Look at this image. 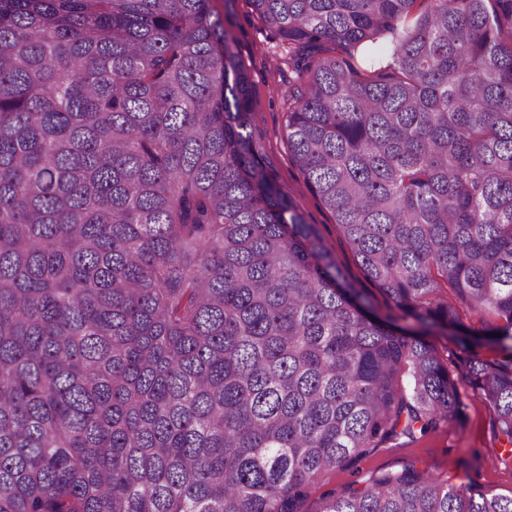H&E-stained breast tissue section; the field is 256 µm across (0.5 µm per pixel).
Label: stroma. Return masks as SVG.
<instances>
[{
    "mask_svg": "<svg viewBox=\"0 0 512 512\" xmlns=\"http://www.w3.org/2000/svg\"><path fill=\"white\" fill-rule=\"evenodd\" d=\"M224 24L235 35L248 67L254 90L255 125L277 166L281 183L309 221L319 225L327 245L351 276L362 279L351 246L338 231L333 215L311 193L288 151L285 126L292 105L289 92L300 84L299 76L288 64L290 48L274 39L269 28L252 14L246 0H234ZM464 402L463 413L454 421L440 424L421 437L378 443L356 466L329 472L308 489L298 506L299 512H316L327 492L362 487L370 476L398 472L413 462L429 467L442 478L468 476L476 488L512 498V458L504 456L493 416L475 393H468Z\"/></svg>",
    "mask_w": 512,
    "mask_h": 512,
    "instance_id": "35a3bbf8",
    "label": "stroma"
}]
</instances>
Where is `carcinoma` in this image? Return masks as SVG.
I'll list each match as a JSON object with an SVG mask.
<instances>
[{"label": "carcinoma", "instance_id": "obj_1", "mask_svg": "<svg viewBox=\"0 0 512 512\" xmlns=\"http://www.w3.org/2000/svg\"><path fill=\"white\" fill-rule=\"evenodd\" d=\"M248 2L294 48L308 188L419 329L280 184L212 0H0V512H298L461 413L434 328L512 446V0ZM317 512L512 498L411 463ZM439 354L448 359V367L455 375V378L460 379L463 373V364L460 360V352L456 345L448 340V335L433 336Z\"/></svg>", "mask_w": 512, "mask_h": 512}]
</instances>
